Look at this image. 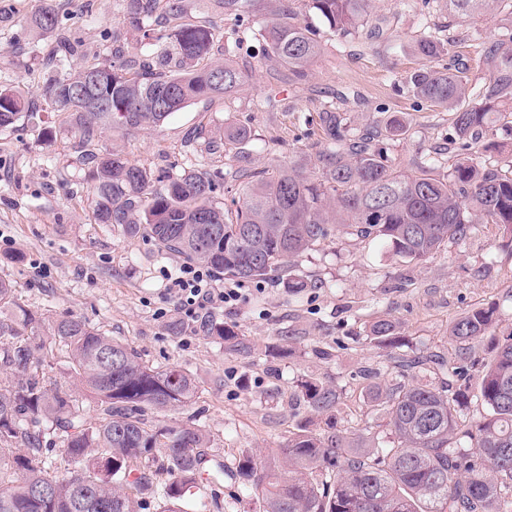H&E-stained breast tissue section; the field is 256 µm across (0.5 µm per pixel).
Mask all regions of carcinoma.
<instances>
[{
  "label": "carcinoma",
  "instance_id": "carcinoma-1",
  "mask_svg": "<svg viewBox=\"0 0 512 512\" xmlns=\"http://www.w3.org/2000/svg\"><path fill=\"white\" fill-rule=\"evenodd\" d=\"M274 18L260 23L252 0H224V9L267 47V54L301 80L321 44L304 24L295 0H278ZM373 0H308L329 29L350 36L372 22ZM453 17L506 15L512 0H440ZM160 0H127L126 16L140 41L170 40L171 49L142 61L112 57L74 75L46 82L43 97L55 112H76L77 147L94 163L93 211L98 224L143 233L159 249L202 262L218 275L250 281L294 261L327 239L333 226L381 239L409 262L433 257L473 224H498L512 243V156L492 160L490 136L512 112V31L478 44L491 64L474 83L460 62L458 39L428 33L415 51L430 66L413 73L407 90L448 110L452 133L448 174H435L429 155L402 172L377 144L397 140V118L364 133L336 110L319 113L326 146L319 169H257L243 148L250 131L224 127V145L237 164L224 172L194 166L155 175L117 156L95 152L102 127L132 131L158 125L188 103L236 88L232 61H210L217 40L207 22H182L162 34L151 23ZM26 103L0 88V130L14 126ZM235 192L230 201L221 190ZM0 512H141L161 500L160 512H185L186 493L222 475L235 491L261 499L263 512H512V331L499 337L496 308L466 312L448 327L454 349L419 351L399 336L398 325L377 319L367 339L382 348L400 380L367 389L366 399L387 419L394 446L371 437L350 439L332 422L342 392L305 378L297 388L308 418L288 443L259 460L251 455L226 465L209 434L190 425L147 424V411L191 402L192 378L177 366L153 368L125 344L104 336L83 318L68 315L51 327L70 354L77 385L98 404L97 421L82 419L73 388L50 381L37 341L41 315L20 304L0 277ZM232 348L247 346L230 327L204 326ZM485 409L465 417L472 401ZM60 439L67 468L47 476L44 442Z\"/></svg>",
  "mask_w": 512,
  "mask_h": 512
}]
</instances>
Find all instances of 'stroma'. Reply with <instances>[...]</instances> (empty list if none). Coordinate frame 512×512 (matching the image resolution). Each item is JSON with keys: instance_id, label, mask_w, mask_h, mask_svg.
Here are the masks:
<instances>
[{"instance_id": "stroma-1", "label": "stroma", "mask_w": 512, "mask_h": 512, "mask_svg": "<svg viewBox=\"0 0 512 512\" xmlns=\"http://www.w3.org/2000/svg\"><path fill=\"white\" fill-rule=\"evenodd\" d=\"M186 16L216 29L242 72L237 90L189 103L157 126L132 133L106 129L99 154H115L157 172L185 161L214 172L228 157L210 142L233 122L250 129L253 164L313 167L324 146L319 112L335 107L351 126L403 119L410 139L387 142L392 163L448 150V112L427 106L395 87L421 68L415 42L427 27L451 25L446 12L420 14L415 0H374L384 17L376 39L332 32L308 8L300 18L317 30L322 45L304 80L285 65L264 60L261 42L225 13L223 0H183ZM61 18L64 31L41 30L29 20L44 7ZM76 43L65 67H57L60 36ZM126 58L167 48L142 45L124 20L122 0H0V87L15 88L30 108L13 128L0 131V277L20 303L41 313L45 325L62 316L85 318L101 333L134 350L152 367L178 365L195 382L185 407L148 412L149 424H189L206 430L212 451L226 463L280 447L305 418L297 383L313 377L343 392L336 427L351 437L374 436L391 444L385 419L362 393L385 385L396 373L381 349L367 340L373 317L397 322L414 346L448 348V326L474 308L496 305L499 329L512 331V247L496 224L473 225L467 237L445 243L424 262L394 257L380 239L334 229L298 257L290 272H274L240 284V299L215 312L247 348L236 351L206 335L168 291L182 257L162 253L142 235L96 223L89 164L76 150L75 118L54 112L42 96L44 83L98 58L104 47ZM310 281L301 293L289 276ZM178 321L180 335L168 325ZM231 481L201 490L210 512H262L260 501L232 492Z\"/></svg>"}]
</instances>
